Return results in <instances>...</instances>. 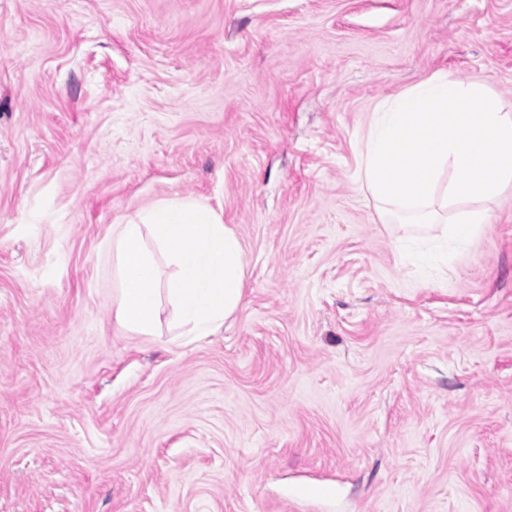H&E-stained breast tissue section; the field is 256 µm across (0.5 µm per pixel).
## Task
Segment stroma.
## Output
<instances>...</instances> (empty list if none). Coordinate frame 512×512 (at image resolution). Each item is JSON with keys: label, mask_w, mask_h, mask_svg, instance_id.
Listing matches in <instances>:
<instances>
[{"label": "stroma", "mask_w": 512, "mask_h": 512, "mask_svg": "<svg viewBox=\"0 0 512 512\" xmlns=\"http://www.w3.org/2000/svg\"><path fill=\"white\" fill-rule=\"evenodd\" d=\"M512 112V0H0V512H512V187L429 270L359 180L436 73ZM238 235L191 344L112 322V227Z\"/></svg>", "instance_id": "obj_1"}]
</instances>
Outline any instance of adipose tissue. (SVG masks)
Here are the masks:
<instances>
[{
  "label": "adipose tissue",
  "mask_w": 512,
  "mask_h": 512,
  "mask_svg": "<svg viewBox=\"0 0 512 512\" xmlns=\"http://www.w3.org/2000/svg\"><path fill=\"white\" fill-rule=\"evenodd\" d=\"M112 263V321L132 335L215 336L243 300L241 241L199 198L169 197L114 225Z\"/></svg>",
  "instance_id": "obj_1"
}]
</instances>
